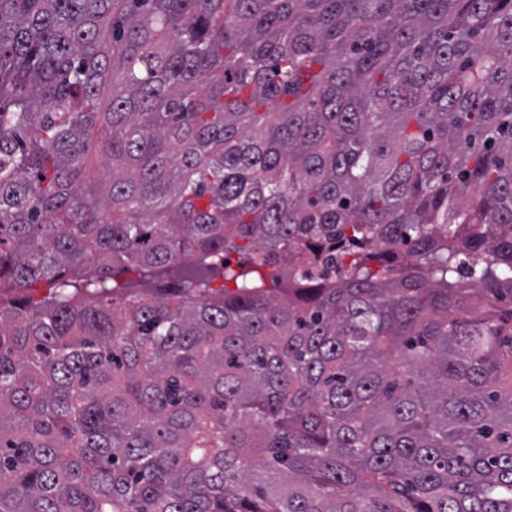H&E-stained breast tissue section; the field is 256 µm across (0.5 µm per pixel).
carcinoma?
I'll return each mask as SVG.
<instances>
[{
  "instance_id": "carcinoma-1",
  "label": "carcinoma",
  "mask_w": 512,
  "mask_h": 512,
  "mask_svg": "<svg viewBox=\"0 0 512 512\" xmlns=\"http://www.w3.org/2000/svg\"><path fill=\"white\" fill-rule=\"evenodd\" d=\"M0 512H512V0H0Z\"/></svg>"
}]
</instances>
